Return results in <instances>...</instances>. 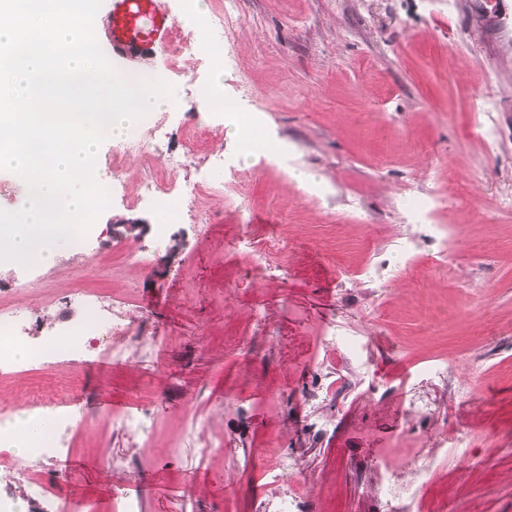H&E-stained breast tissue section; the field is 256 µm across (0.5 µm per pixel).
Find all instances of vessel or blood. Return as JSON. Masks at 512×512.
I'll return each mask as SVG.
<instances>
[{"label":"vessel or blood","mask_w":512,"mask_h":512,"mask_svg":"<svg viewBox=\"0 0 512 512\" xmlns=\"http://www.w3.org/2000/svg\"><path fill=\"white\" fill-rule=\"evenodd\" d=\"M107 30L102 41L108 51L119 55L146 57L153 51L155 22L152 0H106Z\"/></svg>","instance_id":"1"}]
</instances>
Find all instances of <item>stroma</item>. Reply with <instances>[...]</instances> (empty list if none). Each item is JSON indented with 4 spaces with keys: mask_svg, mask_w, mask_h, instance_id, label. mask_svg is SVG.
Listing matches in <instances>:
<instances>
[{
    "mask_svg": "<svg viewBox=\"0 0 512 512\" xmlns=\"http://www.w3.org/2000/svg\"><path fill=\"white\" fill-rule=\"evenodd\" d=\"M219 2L159 0L178 30L140 64L178 109L139 154L101 144L96 176L119 166L126 197L86 230L88 256L60 255L5 298L31 307L36 341L82 317L74 293H97L130 326L152 322L155 359L130 349L0 374V412L79 397L90 420L52 464H77L70 512L124 496L140 512H276L277 451L303 478L295 512H384L371 460L439 447L448 430L470 454L441 462L414 512H512V0H239L224 17V93L259 118L272 159L202 102V21ZM172 155L190 159L168 170L172 186L223 184L209 223L164 227L137 202L142 168ZM128 219L144 222L139 239L110 233ZM439 224L455 229L452 257ZM249 233L287 240L284 270L251 265ZM134 240L153 249L148 270L123 260ZM402 381L425 413L398 414ZM330 385L333 398H298ZM142 408L156 421L144 445L112 424ZM193 419L199 438L173 455Z\"/></svg>",
    "mask_w": 512,
    "mask_h": 512,
    "instance_id": "1",
    "label": "stroma"
}]
</instances>
